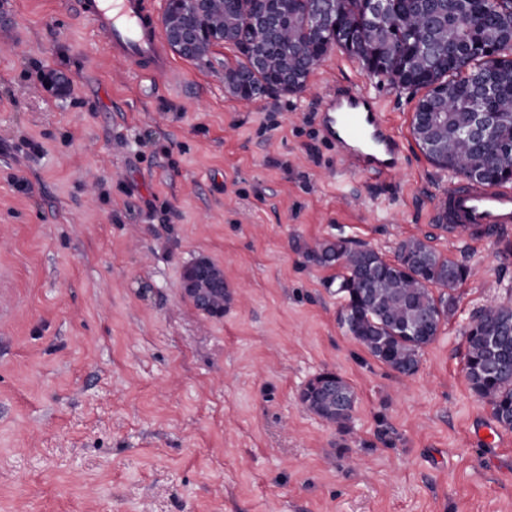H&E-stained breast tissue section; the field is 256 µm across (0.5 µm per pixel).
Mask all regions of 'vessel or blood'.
<instances>
[{
	"label": "vessel or blood",
	"mask_w": 512,
	"mask_h": 512,
	"mask_svg": "<svg viewBox=\"0 0 512 512\" xmlns=\"http://www.w3.org/2000/svg\"><path fill=\"white\" fill-rule=\"evenodd\" d=\"M83 13L101 35L106 54L157 83L173 77L174 65L148 0H86ZM324 109V132L351 166L383 179L395 173L399 142L374 96L358 87L339 95L330 92ZM438 220L447 224L449 233L484 238L512 224V190L480 186L452 190L439 205Z\"/></svg>",
	"instance_id": "b4317fda"
}]
</instances>
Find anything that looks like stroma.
<instances>
[{
    "mask_svg": "<svg viewBox=\"0 0 512 512\" xmlns=\"http://www.w3.org/2000/svg\"><path fill=\"white\" fill-rule=\"evenodd\" d=\"M234 59L177 56L157 84L104 56L80 0H0V512H512V428L464 373L469 323L512 307V228L438 223L464 179L417 145V94L335 48L303 93L244 102ZM345 84L400 141L388 179L321 132ZM336 238L467 267L412 376L348 334L338 268L306 260ZM202 255L219 318L181 290ZM325 371L356 393L350 434L299 400Z\"/></svg>",
    "mask_w": 512,
    "mask_h": 512,
    "instance_id": "35a3bbf8",
    "label": "stroma"
}]
</instances>
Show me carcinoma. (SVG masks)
I'll return each instance as SVG.
<instances>
[{
	"instance_id": "carcinoma-1",
	"label": "carcinoma",
	"mask_w": 512,
	"mask_h": 512,
	"mask_svg": "<svg viewBox=\"0 0 512 512\" xmlns=\"http://www.w3.org/2000/svg\"><path fill=\"white\" fill-rule=\"evenodd\" d=\"M260 10L251 0H208L196 25L207 31L198 50L183 58L200 61L210 33L242 56L225 67L230 92L242 100L303 91L313 67L333 47L357 58L365 71L399 89L424 91L412 131L428 159L469 182L512 183V0H331L317 11L312 0H288V13L260 35ZM478 112L496 113L484 142L466 134ZM320 265L343 269L351 289L349 316L355 340L402 376L415 373L421 351L434 341L453 310L454 292L467 268L425 241L401 242L395 259L343 239H325L306 252ZM375 285L376 303L360 308L357 291ZM443 293L436 295L433 289ZM433 311L431 325L419 323ZM464 372L470 390L512 428V307L485 309L465 330Z\"/></svg>"
}]
</instances>
